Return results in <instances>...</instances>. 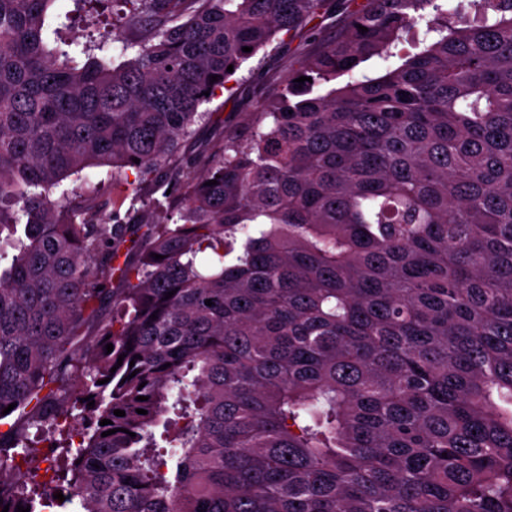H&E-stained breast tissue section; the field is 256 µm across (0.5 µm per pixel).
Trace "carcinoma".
Returning a JSON list of instances; mask_svg holds the SVG:
<instances>
[{
	"label": "carcinoma",
	"instance_id": "obj_1",
	"mask_svg": "<svg viewBox=\"0 0 512 512\" xmlns=\"http://www.w3.org/2000/svg\"><path fill=\"white\" fill-rule=\"evenodd\" d=\"M52 2L0 0V510L512 512V0L348 5L185 162L204 92L328 0H133L117 66L49 50ZM96 167L108 220L64 188ZM85 181H89L92 183H98L101 181V193L103 194L102 199H106L108 197H112V178L107 174L106 170L90 168L86 169L79 174V176H72L67 180V185L65 188H73L75 186H79Z\"/></svg>",
	"mask_w": 512,
	"mask_h": 512
}]
</instances>
